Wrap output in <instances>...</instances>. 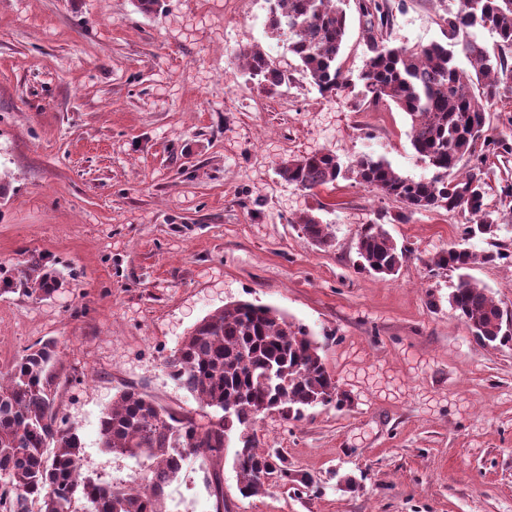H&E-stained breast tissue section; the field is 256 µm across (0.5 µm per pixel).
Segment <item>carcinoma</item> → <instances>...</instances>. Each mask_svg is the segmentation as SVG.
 <instances>
[{
	"mask_svg": "<svg viewBox=\"0 0 512 512\" xmlns=\"http://www.w3.org/2000/svg\"><path fill=\"white\" fill-rule=\"evenodd\" d=\"M271 33L288 36V50L321 93L343 87L337 64L345 35L346 10L335 0H266ZM364 18L363 37L370 52L360 79V106L395 103L412 119L410 142L432 166L431 180L396 173L383 159L361 155L346 170L359 183L401 204L394 215L381 212L362 226L357 242L360 271L396 274L408 258L387 236L385 221L407 222L424 211L446 210L466 215L463 234H479L481 224L498 225L504 213L487 203L492 158L512 157V138L488 134L486 105L512 91V0H461L444 19L446 42L391 46L388 31L395 0H354ZM496 33L490 47L476 30ZM461 47L470 70L458 66ZM251 79L268 90L288 84L287 71L266 53L240 51ZM465 161L469 169L458 174ZM336 155L321 152L283 163L282 179L303 190L328 187L343 175ZM303 234L318 248L332 246L328 225L311 215L301 220ZM499 252L478 255L454 244L428 262L439 270L459 272L448 304L482 343L511 340L505 335L512 314L488 294L466 270L492 262ZM57 271L42 254L29 259L27 276L16 283L0 276V290L17 289L28 296L48 297L61 288ZM59 358L52 341L37 343L0 375V512H167L165 488L179 475L180 457L202 453L224 457L225 436L254 427L269 410L299 420L316 404L341 405L336 382L327 370L308 330L269 308L236 301L199 320L167 360L175 378L199 404L211 409L200 423L190 410L161 405L147 394L123 391L100 420L102 447L146 468L143 482L113 484L81 471L82 443L65 427L55 409ZM53 449L48 455L47 449ZM240 494L265 490L270 476L282 484L309 485L276 451L261 452L250 436L235 452Z\"/></svg>",
	"mask_w": 512,
	"mask_h": 512,
	"instance_id": "1",
	"label": "carcinoma"
}]
</instances>
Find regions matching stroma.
Instances as JSON below:
<instances>
[{
  "mask_svg": "<svg viewBox=\"0 0 512 512\" xmlns=\"http://www.w3.org/2000/svg\"><path fill=\"white\" fill-rule=\"evenodd\" d=\"M458 0H404L389 40L443 41ZM266 0H0V268L21 279L31 254L55 262L53 296L0 294V372L51 340L60 360L56 406L83 446L84 474L141 478L134 460L100 443V419L129 387L170 408H205L166 366L195 322L249 300L304 325L347 405L301 420L267 413L260 448L311 474V486L268 481L245 498L231 458L190 455L166 506L215 512H512V343H479L448 305L454 272L427 262L457 243L503 256L472 276L512 311V223L495 240L463 239L458 212L423 211L387 225L409 257L397 275L357 269V237L393 199L356 178L305 191L283 161L324 150L342 164L368 153L400 175L435 170L410 144L392 102L359 111L368 53L347 6L341 68L347 88L321 94L296 75L269 93L238 52L258 48L293 70L287 37L270 33ZM328 224L320 250L299 224ZM355 489H348L347 479Z\"/></svg>",
  "mask_w": 512,
  "mask_h": 512,
  "instance_id": "1",
  "label": "stroma"
}]
</instances>
